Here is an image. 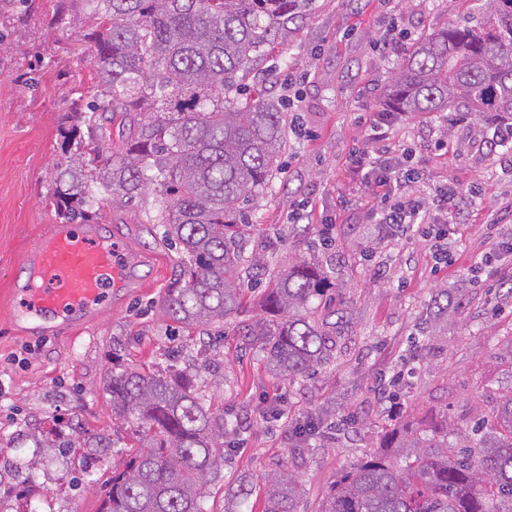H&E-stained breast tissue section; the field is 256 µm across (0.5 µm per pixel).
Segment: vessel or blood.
<instances>
[{"instance_id":"1","label":"vessel or blood","mask_w":512,"mask_h":512,"mask_svg":"<svg viewBox=\"0 0 512 512\" xmlns=\"http://www.w3.org/2000/svg\"><path fill=\"white\" fill-rule=\"evenodd\" d=\"M125 264L119 247L95 239L90 226L54 225L21 270L18 313L50 322L90 312L122 285Z\"/></svg>"}]
</instances>
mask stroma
<instances>
[{
  "label": "stroma",
  "mask_w": 512,
  "mask_h": 512,
  "mask_svg": "<svg viewBox=\"0 0 512 512\" xmlns=\"http://www.w3.org/2000/svg\"><path fill=\"white\" fill-rule=\"evenodd\" d=\"M52 5L33 0L21 21L0 14V449L20 463L0 512L16 503L35 512H98L131 441L103 389L115 363L191 368L212 408L234 420L224 465L206 487V512H225L242 485L252 490L249 512H262L265 477L285 469L303 479L300 512H319L333 482L392 426L421 430L444 414L453 443L479 417H492L498 394L512 386V263L493 265L485 280L473 269L512 236V161L478 145L492 135L495 113L464 124L447 112H421L394 131L429 185L455 183L477 205L478 221L451 244L438 273L418 232L378 235L369 191L346 174L350 151L365 137L358 116L383 110L384 88L404 56L384 49V40L463 20L480 25L484 14L473 0H310L303 20L260 61L257 89L285 100L284 81L293 75L300 100L283 109V171L252 204L247 249L265 275L313 256L335 275L313 313L316 324L333 325L330 358L292 382L272 377L260 344L240 335L260 318L262 300L247 301L216 327L187 332L170 321L165 297L179 284L180 254L152 222L164 207L152 191L134 206L116 208L107 197L94 205L93 232L127 259L125 287L98 310L44 332L14 319L12 290L27 248L56 222L47 197L64 161L61 118L70 100L100 94L92 44L50 28ZM440 138L451 142L449 152L434 150ZM300 208L307 222L290 223ZM325 223L333 227L328 246L319 234ZM442 288L458 306L438 321L433 298ZM327 410L340 425L319 440L296 436L297 421ZM55 418L109 434L111 465L88 469L84 448L35 447L32 433Z\"/></svg>",
  "instance_id": "35a3bbf8"
}]
</instances>
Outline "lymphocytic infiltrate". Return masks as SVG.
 <instances>
[{
    "mask_svg": "<svg viewBox=\"0 0 512 512\" xmlns=\"http://www.w3.org/2000/svg\"><path fill=\"white\" fill-rule=\"evenodd\" d=\"M397 118L394 112L372 113L363 147L350 154L349 179L369 188L378 200L369 213L371 223L382 235L420 225L437 243L462 235L461 197L455 185L437 187L425 197L413 191L422 175L396 155L393 124Z\"/></svg>",
    "mask_w": 512,
    "mask_h": 512,
    "instance_id": "lymphocytic-infiltrate-1",
    "label": "lymphocytic infiltrate"
}]
</instances>
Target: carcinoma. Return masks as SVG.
<instances>
[{
    "label": "carcinoma",
    "mask_w": 512,
    "mask_h": 512,
    "mask_svg": "<svg viewBox=\"0 0 512 512\" xmlns=\"http://www.w3.org/2000/svg\"><path fill=\"white\" fill-rule=\"evenodd\" d=\"M60 0L49 25L75 30L96 47L101 98L72 101L62 127L64 167L48 197L62 224H89L109 195L128 206L153 189L167 208L154 222L182 255L183 286L166 297L170 319L186 329L239 310L236 279L248 261L241 227L246 205L282 170L279 103L247 96L256 59L302 17L309 0ZM487 20L455 24L417 40L388 84L392 112L512 117V0H482ZM102 112L136 117L132 135L108 152ZM331 284L316 261L298 259L269 282L268 317L243 328L266 350V369L292 381L328 359L331 337L308 304ZM448 289L435 317L454 309ZM114 419L135 428L139 447L112 471L99 512H205L206 485L224 466L228 421L213 412L196 376L114 365L104 379ZM37 448H109L105 436L72 428L32 435ZM388 453H370L335 481L320 512H512V386L499 394L494 424L477 423L448 444V425L415 434L393 428ZM304 483L285 470L265 482L263 512H299Z\"/></svg>",
    "instance_id": "1"
}]
</instances>
